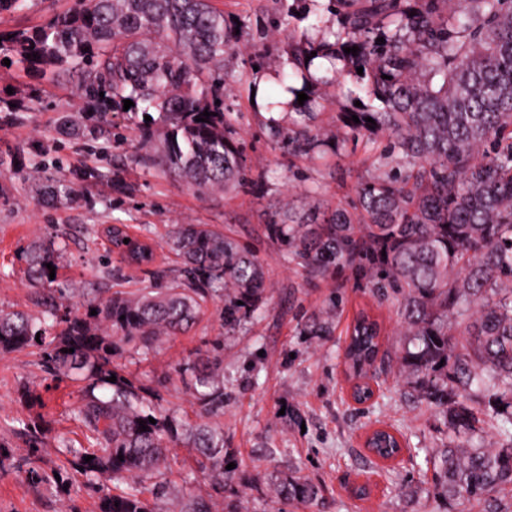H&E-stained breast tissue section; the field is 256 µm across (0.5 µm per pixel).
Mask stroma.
I'll return each instance as SVG.
<instances>
[{
  "label": "stroma",
  "mask_w": 512,
  "mask_h": 512,
  "mask_svg": "<svg viewBox=\"0 0 512 512\" xmlns=\"http://www.w3.org/2000/svg\"><path fill=\"white\" fill-rule=\"evenodd\" d=\"M72 0H26L24 10L0 13V32L38 25L70 6ZM226 20H239V49L224 58V103L232 112L246 164L263 184L232 194L216 191L198 197L185 183L142 167L135 159L134 115L115 112L118 135L85 146L83 137L59 131L63 116L78 117L81 103L69 84L47 83L0 68V98L16 106L11 122L0 126V154L15 156L18 173L0 174V310H24L40 316L39 298L47 283L26 275V248L55 239L65 250L55 281L70 291V303L99 302L113 293H135L150 283L145 269L127 267L122 277L101 268L107 241L99 234L109 224L127 225L132 236L155 248V269L166 279L181 269L164 245L175 224H210L225 235L250 243L267 268V288L258 310L235 330L224 326V301L208 299L185 334L162 337L148 354L125 347L115 363L136 382L157 388L161 406L174 418L198 420L201 408L179 366L196 351L217 349L224 367V460L235 463L233 479L217 486L198 478L196 452L173 448L170 492L188 490L210 499L216 512L239 504L241 512H481L476 502L442 497L433 491L431 457L443 448H494L493 429L473 438L450 433L426 403L407 393L398 371L403 338L396 300L377 301L349 277L310 279L281 257L265 231L268 213L283 202L295 209L310 203L348 206L357 182L366 177L363 149L343 146L321 160L301 159L267 142L263 118L251 103L256 73L287 70L282 51L288 35L305 32L314 19L336 27L330 14L316 16L311 0H292L289 12L274 13L272 0H213ZM353 78L313 84L320 104L319 125L336 138V114L353 106L347 92ZM47 168L73 171L97 168L105 179L88 184L80 199L48 205L33 178L34 158ZM316 191L307 198L305 189ZM380 322L387 358L378 373L374 400L355 404L345 377L346 330L358 311ZM329 324L311 329L310 315ZM80 383L48 376L38 348L0 353V512H99L80 475L72 473L59 448L85 438L72 419ZM28 392L21 400L20 392ZM49 425L44 445L30 453L19 437L25 422ZM391 425L405 437L408 451L394 464L379 462L364 446L373 428ZM62 473L67 486L32 483L28 471ZM300 474L319 489L307 505L281 504L272 488L276 479Z\"/></svg>",
  "instance_id": "stroma-1"
}]
</instances>
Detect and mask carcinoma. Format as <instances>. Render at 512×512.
<instances>
[{
	"mask_svg": "<svg viewBox=\"0 0 512 512\" xmlns=\"http://www.w3.org/2000/svg\"><path fill=\"white\" fill-rule=\"evenodd\" d=\"M328 2L338 30L317 42L288 36L292 72L280 84L295 100L307 92L305 59L313 52L343 62L342 79L363 68L358 91L368 103L356 114L337 113V122L342 143L361 138L375 151L374 172L358 183L349 207H281L268 215L267 235L308 276L347 272L378 300H398L407 387L449 430L482 432L488 417L500 438L497 448L442 450L432 462L435 492L474 501L483 512H512L499 496L512 491V0ZM238 44L236 27L212 0H74L38 26L0 33V67L7 58L19 71L70 83L84 103L83 136L92 139L112 135L108 115L131 100L128 112L152 117L136 123L140 161L203 197L259 181L222 105L224 56ZM353 46L357 55L344 53ZM205 111L208 121H196ZM299 116L301 124L270 120L268 143L323 157L326 141L311 124L313 113ZM104 177L94 168L56 169L44 173V188L58 201L74 200L80 185ZM104 234L107 252L120 258L114 272L154 263L149 243L124 242V225L110 224ZM166 245L181 279L164 282L154 271L155 285L132 297L112 295L94 305V315L89 307L72 309L65 288L47 297L41 319L0 312L1 352L36 344L55 380L83 383L74 418L87 445H70L68 453L98 496L99 512H215L204 498H169L164 475L175 445L198 451L197 472L212 483L235 475L224 463V426L211 420L224 410L218 356L199 352L184 364L209 417L201 422L163 413L112 357L124 345L148 352L160 336L186 331L209 297L224 298V325H241L259 308L265 268L248 245L207 224L172 225ZM59 258L53 242L33 243L28 278L49 279L46 264L56 268ZM380 335L379 322L359 311L344 351L349 376H366L381 352ZM482 390L484 408L468 404ZM44 433L34 421L22 435L35 451ZM398 445L386 428L373 434L381 458ZM103 478L125 488L112 492ZM274 492L283 504H306L318 489L292 476Z\"/></svg>",
	"mask_w": 512,
	"mask_h": 512,
	"instance_id": "carcinoma-1",
	"label": "carcinoma"
}]
</instances>
